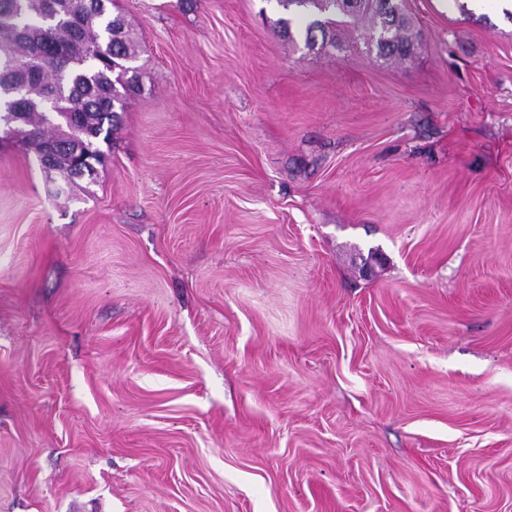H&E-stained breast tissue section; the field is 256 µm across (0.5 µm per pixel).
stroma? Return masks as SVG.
<instances>
[{
	"mask_svg": "<svg viewBox=\"0 0 512 512\" xmlns=\"http://www.w3.org/2000/svg\"><path fill=\"white\" fill-rule=\"evenodd\" d=\"M119 4L94 179L0 143V512H512V18ZM284 10L295 7L310 20L304 28L305 44L317 46L318 33L321 48L335 45L336 27L356 30L360 26L378 54L395 57L404 53L407 46V18L404 0H277Z\"/></svg>",
	"mask_w": 512,
	"mask_h": 512,
	"instance_id": "obj_1",
	"label": "stroma"
}]
</instances>
